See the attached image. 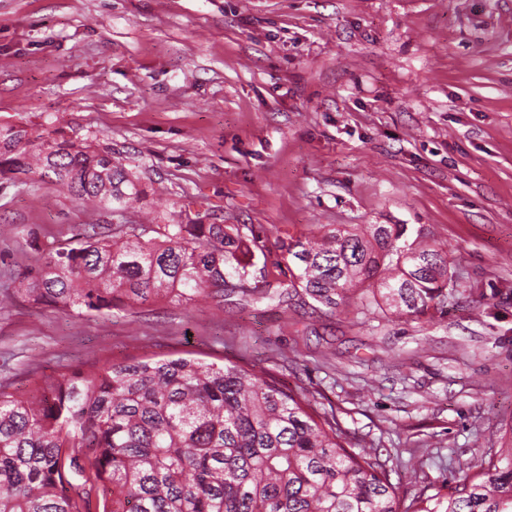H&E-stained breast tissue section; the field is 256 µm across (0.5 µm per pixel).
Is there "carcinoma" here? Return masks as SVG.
I'll list each match as a JSON object with an SVG mask.
<instances>
[{
	"label": "carcinoma",
	"instance_id": "cac0c4a2",
	"mask_svg": "<svg viewBox=\"0 0 512 512\" xmlns=\"http://www.w3.org/2000/svg\"><path fill=\"white\" fill-rule=\"evenodd\" d=\"M65 189L121 219L143 198L142 171L112 147L0 125V181ZM114 224L37 247L3 295L65 315L199 299L224 307L307 297L318 309L444 313L451 254L406 224H321L288 238L289 277L247 287L264 249L239 224ZM254 364L190 352L106 361L95 372L27 371L28 391L0 382V512H401L377 448H349L332 411ZM446 512H512V437L497 458L456 477Z\"/></svg>",
	"mask_w": 512,
	"mask_h": 512
}]
</instances>
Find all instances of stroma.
I'll list each match as a JSON object with an SVG mask.
<instances>
[{"label":"stroma","mask_w":512,"mask_h":512,"mask_svg":"<svg viewBox=\"0 0 512 512\" xmlns=\"http://www.w3.org/2000/svg\"><path fill=\"white\" fill-rule=\"evenodd\" d=\"M0 124L93 139L146 168L126 218L184 205L281 238L405 224L447 245L444 314H324L228 298L80 317L0 305V357L89 373L176 351L252 362L372 441L409 512L512 435V0H0ZM45 182L0 185V275L109 226ZM416 463L405 470V461Z\"/></svg>","instance_id":"stroma-1"}]
</instances>
